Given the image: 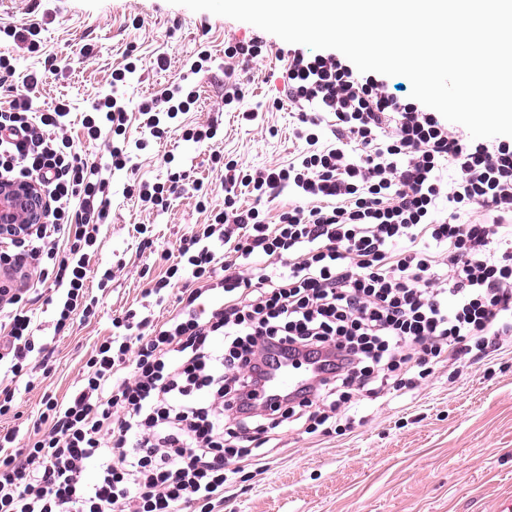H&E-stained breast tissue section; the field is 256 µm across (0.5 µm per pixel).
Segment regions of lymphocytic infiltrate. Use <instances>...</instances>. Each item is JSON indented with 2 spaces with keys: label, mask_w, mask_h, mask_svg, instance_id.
Returning a JSON list of instances; mask_svg holds the SVG:
<instances>
[{
  "label": "lymphocytic infiltrate",
  "mask_w": 512,
  "mask_h": 512,
  "mask_svg": "<svg viewBox=\"0 0 512 512\" xmlns=\"http://www.w3.org/2000/svg\"><path fill=\"white\" fill-rule=\"evenodd\" d=\"M269 49L259 36L224 44L223 103L248 121L233 63ZM287 58L272 104L296 113L293 157L257 173L226 162L223 208L145 291L160 306L188 281L175 309L114 320L67 398L44 397L27 431H0V512H214L229 475L262 466L283 427L353 428L361 397H404L445 354L478 363L512 340V139H471L339 55ZM43 82L26 75V94L0 108V177L36 181L49 204L45 224L0 252V416L49 349L24 279L60 291L55 332L95 315L85 281L110 183L198 101L185 84L161 87L140 106L145 138L89 163L66 135L67 104L34 111ZM91 109L87 138L125 131L123 95ZM240 186L254 199L245 209ZM285 194L294 205L268 223L263 203ZM478 206L492 221L472 219ZM287 368L303 370L301 395L274 389Z\"/></svg>",
  "instance_id": "lymphocytic-infiltrate-1"
}]
</instances>
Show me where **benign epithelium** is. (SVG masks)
Wrapping results in <instances>:
<instances>
[{
	"label": "benign epithelium",
	"instance_id": "obj_1",
	"mask_svg": "<svg viewBox=\"0 0 512 512\" xmlns=\"http://www.w3.org/2000/svg\"><path fill=\"white\" fill-rule=\"evenodd\" d=\"M48 208L39 186L30 181L0 180V238H14L31 224H44Z\"/></svg>",
	"mask_w": 512,
	"mask_h": 512
}]
</instances>
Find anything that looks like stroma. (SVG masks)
I'll list each match as a JSON object with an SVG mask.
<instances>
[{"label":"stroma","mask_w":512,"mask_h":512,"mask_svg":"<svg viewBox=\"0 0 512 512\" xmlns=\"http://www.w3.org/2000/svg\"><path fill=\"white\" fill-rule=\"evenodd\" d=\"M37 25L42 48L31 52L11 40L0 41V54L16 63L15 83L32 71L44 74L38 104L69 102L74 118L67 135L83 157L100 158L110 132L87 141L78 120L91 98L112 89V72L129 51L140 58L124 93L129 99V140L141 138L139 102L157 86L179 80L198 51L213 62L192 78L200 99L182 115L180 127L161 142L136 153L132 174L112 185L108 224L102 226L88 291L99 300L98 314L73 327L54 331L53 308L46 300L52 283L41 285V300L31 303L40 334L54 338L55 353L46 371L36 373L28 390L19 391L20 417H0V430L19 419L37 418L43 394L64 398L80 379L99 339L110 335L112 321L144 304L147 280L163 275L162 253L177 254L181 237L208 221L198 205L195 184L208 190L213 203L224 201V172L214 151L240 158L254 169L269 168L292 157L294 114L289 106L266 108L276 95L275 71L282 62L269 58L239 70L248 105L257 119L240 123L224 111V43L258 35L251 24L207 11L194 12L169 0H11L0 23ZM166 69H158L157 58ZM219 127L217 145L184 141L187 128ZM187 178L167 212L140 207V184L163 183L168 173ZM147 229L152 248L140 246ZM111 269L107 288L98 273ZM365 421L353 430L308 435L288 430L280 435L262 471L248 474L229 488L222 512H493L497 499L512 496V342L494 352L489 365L441 364L418 390L385 405H363Z\"/></svg>","instance_id":"stroma-1"}]
</instances>
